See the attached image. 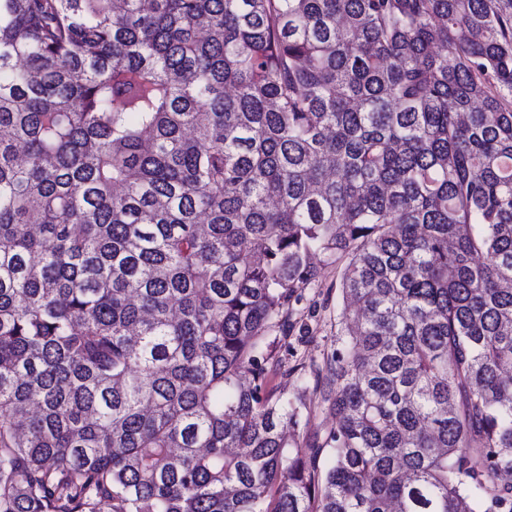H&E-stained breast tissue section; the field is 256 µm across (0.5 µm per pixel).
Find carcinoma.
<instances>
[{
  "mask_svg": "<svg viewBox=\"0 0 512 512\" xmlns=\"http://www.w3.org/2000/svg\"><path fill=\"white\" fill-rule=\"evenodd\" d=\"M508 96L512 0H0V512H512ZM339 280L340 267L336 264L322 266L314 288H307L303 300L295 306L298 323L294 336H288L291 348L288 355L284 348L279 352L285 368L300 361L307 366H321L326 355L336 347V312L342 304ZM293 376H281L280 374L275 377L271 383L277 391H288L290 398L302 397L307 402L317 401V395L314 391V381L311 378L307 384L301 386L297 385Z\"/></svg>",
  "mask_w": 512,
  "mask_h": 512,
  "instance_id": "obj_1",
  "label": "carcinoma"
}]
</instances>
